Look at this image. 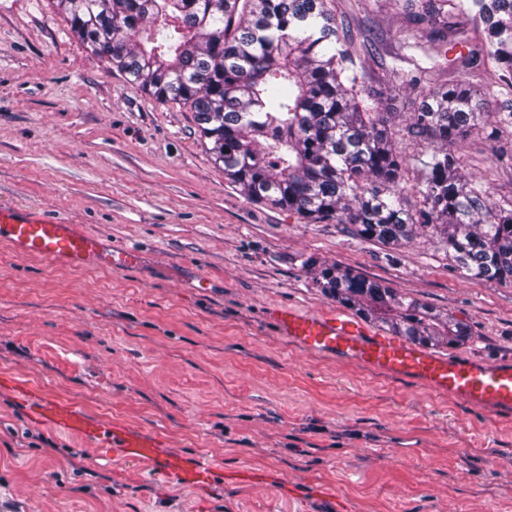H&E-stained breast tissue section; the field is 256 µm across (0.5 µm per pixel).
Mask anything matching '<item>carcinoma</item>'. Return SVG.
I'll return each instance as SVG.
<instances>
[{"label":"carcinoma","instance_id":"carcinoma-1","mask_svg":"<svg viewBox=\"0 0 512 512\" xmlns=\"http://www.w3.org/2000/svg\"><path fill=\"white\" fill-rule=\"evenodd\" d=\"M420 30L410 58L424 90L407 134L432 147L404 197L407 157L392 142L396 113L364 92L353 38L335 0H57L71 31L127 81L194 112L224 176L248 199L308 222L347 224L362 240H432L469 280L512 285V201L466 176L454 147L512 127V107L482 111L472 72L493 63L512 80V0H407ZM458 45L467 47L454 57ZM452 85L439 83L443 69ZM317 285L395 336L458 345L468 325L337 263L305 261Z\"/></svg>","mask_w":512,"mask_h":512}]
</instances>
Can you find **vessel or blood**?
I'll return each instance as SVG.
<instances>
[{
    "label": "vessel or blood",
    "instance_id": "vessel-or-blood-1",
    "mask_svg": "<svg viewBox=\"0 0 512 512\" xmlns=\"http://www.w3.org/2000/svg\"><path fill=\"white\" fill-rule=\"evenodd\" d=\"M0 244L25 256L71 265L92 261L111 271L132 269L141 260L137 248L105 246L99 236L78 231L63 215H37L7 204H0ZM272 317L281 335L305 353L351 361L387 376L411 379L485 412H512L511 360L489 363L441 355L374 331L341 312L318 315L277 308ZM21 395L27 413L43 426L111 449L125 460L145 463L156 473L187 485H199L214 476L213 462L162 451L156 436L129 424L96 419L73 403L32 387L23 388Z\"/></svg>",
    "mask_w": 512,
    "mask_h": 512
}]
</instances>
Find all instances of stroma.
Listing matches in <instances>:
<instances>
[{
  "instance_id": "obj_1",
  "label": "stroma",
  "mask_w": 512,
  "mask_h": 512,
  "mask_svg": "<svg viewBox=\"0 0 512 512\" xmlns=\"http://www.w3.org/2000/svg\"><path fill=\"white\" fill-rule=\"evenodd\" d=\"M336 22L365 56L364 88L415 111L405 0H338ZM457 154L493 201L512 200V128L472 134ZM0 203L143 252L114 273L0 246V512H512V415L301 352L272 318L338 309L312 257L467 323L450 354L512 360V285L462 278L426 237L389 248L250 201L193 112L91 53L57 0H0ZM198 272L211 288H196ZM15 381L222 473L188 487L36 425ZM243 467L275 479L225 482Z\"/></svg>"
}]
</instances>
